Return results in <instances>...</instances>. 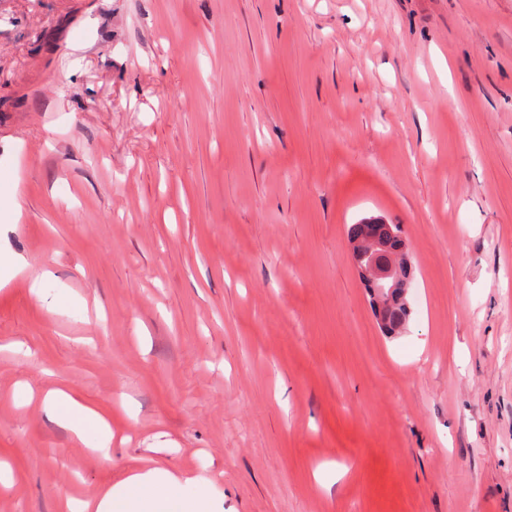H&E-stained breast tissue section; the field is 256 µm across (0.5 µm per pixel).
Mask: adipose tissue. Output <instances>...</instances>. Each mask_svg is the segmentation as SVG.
I'll use <instances>...</instances> for the list:
<instances>
[{
    "instance_id": "adipose-tissue-1",
    "label": "adipose tissue",
    "mask_w": 512,
    "mask_h": 512,
    "mask_svg": "<svg viewBox=\"0 0 512 512\" xmlns=\"http://www.w3.org/2000/svg\"><path fill=\"white\" fill-rule=\"evenodd\" d=\"M46 416L70 430L97 461L109 458L112 428L98 411L58 390L44 403ZM208 480L162 467L129 471L102 488L92 502L70 505L69 512H214Z\"/></svg>"
}]
</instances>
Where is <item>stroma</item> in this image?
<instances>
[{"label":"stroma","instance_id":"1","mask_svg":"<svg viewBox=\"0 0 512 512\" xmlns=\"http://www.w3.org/2000/svg\"><path fill=\"white\" fill-rule=\"evenodd\" d=\"M0 248L47 275L0 288V512L150 466L217 512H512V0H0ZM381 255L382 253L379 251L372 253V250H370L365 254L359 255L356 261L365 276L381 282L376 291L379 293L383 305L387 306L389 304L396 288H404V295L387 311L388 329L382 328L377 322L382 334L391 338L400 336L406 331L412 311L407 300V283L403 286L401 285L399 276L395 273L392 266L385 264L381 260ZM362 261H365V264H362ZM390 283L392 285L388 288V293L385 294ZM44 411L50 419L70 430L97 461L105 462L109 459L112 428L98 411L80 404L61 390L46 398Z\"/></svg>","mask_w":512,"mask_h":512}]
</instances>
